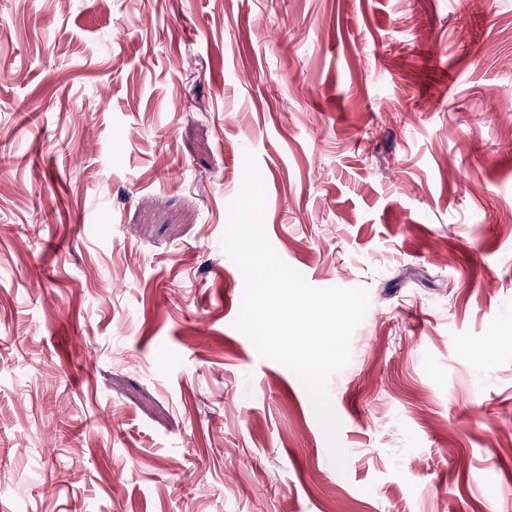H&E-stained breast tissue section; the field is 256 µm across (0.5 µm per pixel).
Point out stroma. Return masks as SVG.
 <instances>
[{"instance_id": "1", "label": "stroma", "mask_w": 512, "mask_h": 512, "mask_svg": "<svg viewBox=\"0 0 512 512\" xmlns=\"http://www.w3.org/2000/svg\"><path fill=\"white\" fill-rule=\"evenodd\" d=\"M512 0H0V512H512ZM327 384L234 328L245 152Z\"/></svg>"}]
</instances>
